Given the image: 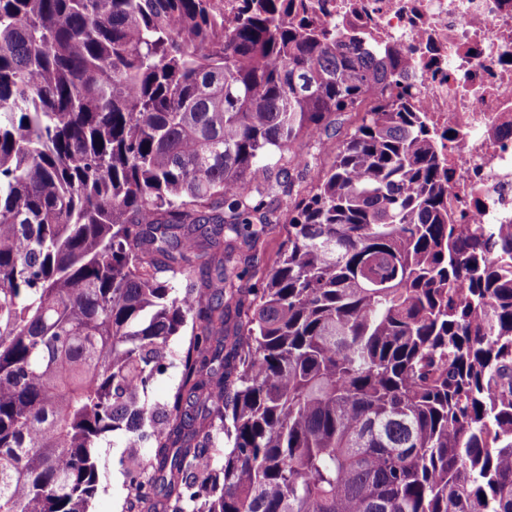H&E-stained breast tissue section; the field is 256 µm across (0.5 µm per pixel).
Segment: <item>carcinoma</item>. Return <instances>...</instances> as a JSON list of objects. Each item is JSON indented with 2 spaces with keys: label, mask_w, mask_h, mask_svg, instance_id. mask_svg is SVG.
<instances>
[{
  "label": "carcinoma",
  "mask_w": 512,
  "mask_h": 512,
  "mask_svg": "<svg viewBox=\"0 0 512 512\" xmlns=\"http://www.w3.org/2000/svg\"><path fill=\"white\" fill-rule=\"evenodd\" d=\"M406 68L311 0H0V512H87L110 432L130 512H512V224ZM334 156V153L331 152L327 146L321 148L320 154L317 155L316 164L310 169L300 171V178L303 181L302 184L307 186V190H310L311 187L317 184L319 171L328 168L332 164ZM284 224H278L272 232L268 235L266 244L263 251L259 253V259L257 260V268H259V275L266 267L270 266L276 259V256L280 250V247L287 236V230L283 226ZM179 369L173 368L170 373L158 377L148 391L147 400L150 404H165L179 382Z\"/></svg>",
  "instance_id": "1"
}]
</instances>
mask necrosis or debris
<instances>
[{
  "instance_id": "4bbe7bcc",
  "label": "necrosis or debris",
  "mask_w": 512,
  "mask_h": 512,
  "mask_svg": "<svg viewBox=\"0 0 512 512\" xmlns=\"http://www.w3.org/2000/svg\"><path fill=\"white\" fill-rule=\"evenodd\" d=\"M337 22L392 46L441 136L458 224L512 223V0H329Z\"/></svg>"
}]
</instances>
